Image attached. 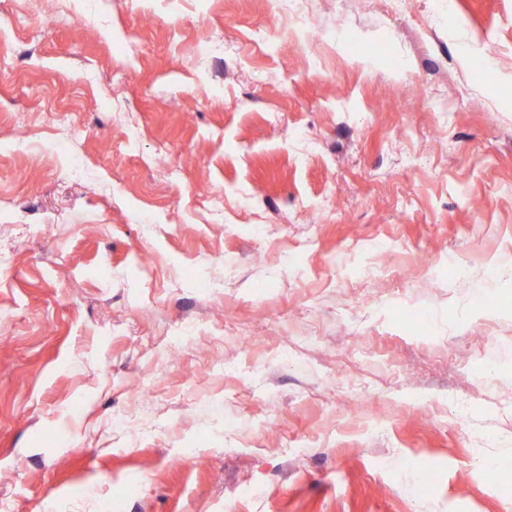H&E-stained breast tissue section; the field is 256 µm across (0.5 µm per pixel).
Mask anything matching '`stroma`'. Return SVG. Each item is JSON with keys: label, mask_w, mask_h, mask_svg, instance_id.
Here are the masks:
<instances>
[{"label": "stroma", "mask_w": 512, "mask_h": 512, "mask_svg": "<svg viewBox=\"0 0 512 512\" xmlns=\"http://www.w3.org/2000/svg\"><path fill=\"white\" fill-rule=\"evenodd\" d=\"M313 25L0 0L10 512H512V0Z\"/></svg>", "instance_id": "1"}]
</instances>
